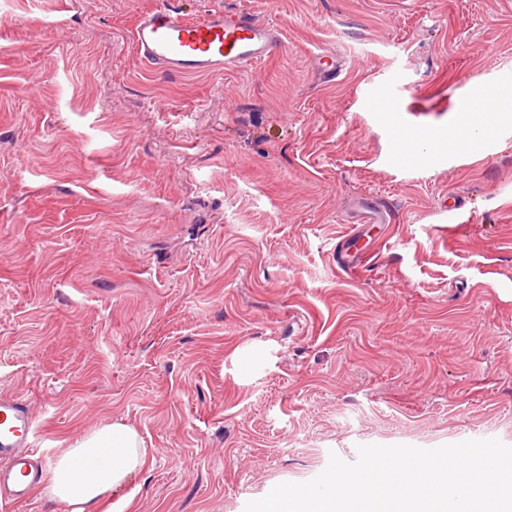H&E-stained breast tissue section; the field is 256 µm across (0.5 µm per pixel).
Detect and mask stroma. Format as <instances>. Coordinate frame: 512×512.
Listing matches in <instances>:
<instances>
[{
	"instance_id": "obj_1",
	"label": "stroma",
	"mask_w": 512,
	"mask_h": 512,
	"mask_svg": "<svg viewBox=\"0 0 512 512\" xmlns=\"http://www.w3.org/2000/svg\"><path fill=\"white\" fill-rule=\"evenodd\" d=\"M159 2L0 0V395L36 447L122 422L146 464L98 512H244L360 445L512 446V129L391 162L512 75V0H180L285 33L191 77L136 55Z\"/></svg>"
}]
</instances>
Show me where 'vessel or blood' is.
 I'll return each instance as SVG.
<instances>
[{
  "label": "vessel or blood",
  "mask_w": 512,
  "mask_h": 512,
  "mask_svg": "<svg viewBox=\"0 0 512 512\" xmlns=\"http://www.w3.org/2000/svg\"><path fill=\"white\" fill-rule=\"evenodd\" d=\"M140 60L161 72L194 76L247 68L282 49L284 29L239 9L206 10L187 18L177 0L141 14L133 28ZM34 420L20 402L0 398V499H26L44 479L47 461L32 465Z\"/></svg>",
  "instance_id": "1"
}]
</instances>
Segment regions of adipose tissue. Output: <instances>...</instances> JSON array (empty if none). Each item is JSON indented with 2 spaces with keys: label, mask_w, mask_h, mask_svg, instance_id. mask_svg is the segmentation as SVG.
<instances>
[{
  "label": "adipose tissue",
  "mask_w": 512,
  "mask_h": 512,
  "mask_svg": "<svg viewBox=\"0 0 512 512\" xmlns=\"http://www.w3.org/2000/svg\"><path fill=\"white\" fill-rule=\"evenodd\" d=\"M146 451L137 432L112 423L84 434L58 455L48 487L70 512H95L98 501L143 467Z\"/></svg>",
  "instance_id": "obj_1"
}]
</instances>
